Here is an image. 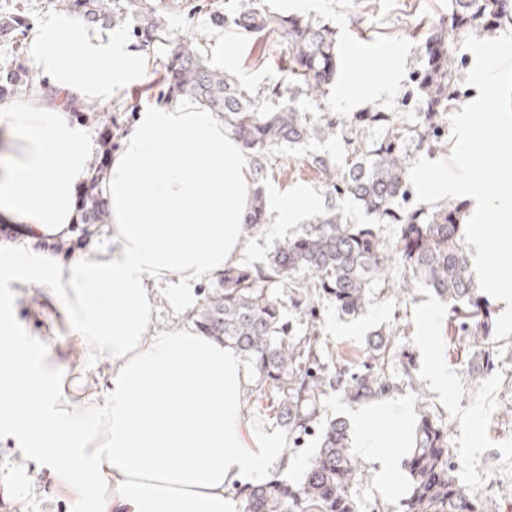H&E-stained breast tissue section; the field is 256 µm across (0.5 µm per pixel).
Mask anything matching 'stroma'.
Returning <instances> with one entry per match:
<instances>
[{
  "mask_svg": "<svg viewBox=\"0 0 512 512\" xmlns=\"http://www.w3.org/2000/svg\"><path fill=\"white\" fill-rule=\"evenodd\" d=\"M73 0H0V74L11 71L25 75L30 85L39 79L28 56L27 35L46 15L70 12ZM162 22L171 39L197 37L200 54L211 60L217 43L233 48V57L223 70L262 89L284 75L285 55L275 36L256 34L247 38L232 35L214 24V15L234 10L236 0H143ZM279 9L300 12L335 23L344 49L355 50V75L381 72L391 51L407 60L415 47V23L438 18L445 0H272ZM170 48L154 44L144 47L148 64L144 78L117 93L111 104L89 101L73 109V122L98 131L110 121L120 138L134 130L143 108L164 103L168 98L165 63ZM333 141H310L284 147L272 161L264 188L288 194L304 193L323 200L320 177L305 163L307 155L336 156ZM298 224L267 222L244 243L241 265H266L279 243L301 232ZM43 291L33 290L20 301L18 321L28 335L49 336L50 345L61 348L66 337L50 336L42 305ZM317 331L325 350L326 363L357 360L369 334L385 329L394 334L401 350L389 364L397 383L394 399L403 400L411 413L428 407L434 418L448 427V446L456 474L464 485L481 496L490 512H512V335L500 339L493 363L483 377L473 379L468 368L467 337L448 333V306L434 290L419 284L408 291L386 289L375 295L355 317L338 314L333 303H317ZM443 367L449 376L447 392H437L428 374L431 366ZM243 410L253 437L276 436L283 441L282 456L266 467L267 475L292 464L304 472L316 454L317 435L288 439L286 429L272 419L264 403L245 394ZM359 464L365 474L355 487L359 512H385L397 506L400 496L382 490L373 465ZM0 512H71L70 497L59 483L53 467L38 458L23 457L15 442L0 438Z\"/></svg>",
  "mask_w": 512,
  "mask_h": 512,
  "instance_id": "stroma-1",
  "label": "stroma"
}]
</instances>
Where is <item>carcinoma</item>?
<instances>
[{
	"mask_svg": "<svg viewBox=\"0 0 512 512\" xmlns=\"http://www.w3.org/2000/svg\"><path fill=\"white\" fill-rule=\"evenodd\" d=\"M81 12L117 24L127 10L138 13L135 35L148 44H167L169 34L153 12L125 0H76ZM214 22L240 37L276 36L288 58L287 75L259 92L227 72L205 66L198 42L178 40L167 58L168 91L189 96L224 118L251 157L255 181L266 175L269 158L284 145L331 139L341 144L334 159L310 155L321 175L323 209L311 213L303 232L275 247L264 267L224 269V287L207 297L196 313L201 331L238 350L252 372L251 387L269 402L273 417L293 442L312 431L321 401L334 391L350 403L389 394L394 382L388 364L396 355L393 334L373 332L355 367L322 360L314 303L326 299L345 317L358 315L389 281L402 272L404 288L423 283L448 303L449 323L471 339L469 368L479 376L489 366L488 341L496 324L479 295L461 234L463 203L415 200L409 160L418 152L448 146V120L463 99L470 35L497 37L512 31V0H447L440 18L420 34L408 66L407 89L389 106L370 105L338 117L326 104L314 116L299 100L326 96L339 67V36L331 22L307 15L281 14L268 0H239L236 16ZM371 216L357 224L345 202ZM267 223L261 187L246 216L247 234ZM393 224L391 243L381 225ZM299 306L304 331L298 334L283 314L280 289ZM317 454L297 481L277 476L239 490L242 512H358L353 496L361 481L351 452L349 427L341 418L320 429ZM408 489L401 512H486L477 493L455 474L448 448V427L425 409L405 460Z\"/></svg>",
	"mask_w": 512,
	"mask_h": 512,
	"instance_id": "carcinoma-1",
	"label": "carcinoma"
}]
</instances>
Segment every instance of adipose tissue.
Wrapping results in <instances>:
<instances>
[{
    "label": "adipose tissue",
    "mask_w": 512,
    "mask_h": 512,
    "mask_svg": "<svg viewBox=\"0 0 512 512\" xmlns=\"http://www.w3.org/2000/svg\"><path fill=\"white\" fill-rule=\"evenodd\" d=\"M38 90L7 113L0 131V222L25 227L26 243L0 241V432L51 462L72 490L75 512H239L228 491L260 479L279 443L245 437L247 369L238 352L181 324L149 335L161 302L191 310L202 277L223 276L241 252L254 183L250 162L224 122L179 98L139 114L102 182L109 222L93 246L68 256L29 249L68 238L77 186L95 146L68 114L110 103L145 75V62L120 33L79 26L51 13L27 37ZM396 59L384 76L343 82L345 110L392 95ZM44 289L54 350L25 336L15 305ZM107 360L93 378L89 365ZM84 362L86 371L74 370ZM392 417L394 443L410 420L404 405L354 408L356 448L391 491L403 488V460L381 453L377 415Z\"/></svg>",
    "instance_id": "adipose-tissue-1"
}]
</instances>
